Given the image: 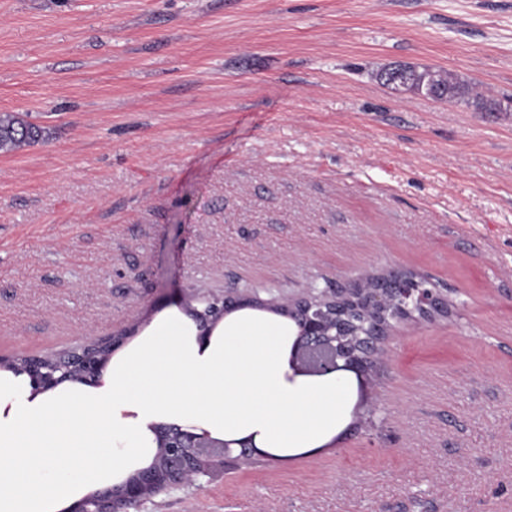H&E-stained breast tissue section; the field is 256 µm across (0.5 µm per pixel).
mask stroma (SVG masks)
Segmentation results:
<instances>
[{
	"mask_svg": "<svg viewBox=\"0 0 512 512\" xmlns=\"http://www.w3.org/2000/svg\"><path fill=\"white\" fill-rule=\"evenodd\" d=\"M5 112L46 136L0 152V358L119 334L113 367L196 296L390 269L456 305L314 446L127 512H512V0H0ZM383 85L391 87L395 91H410L414 93L425 94L431 86L436 91L441 92V96L435 99H447L448 102L459 101L465 95V88L451 72L437 70L433 74L426 71L425 68L413 73L409 83L403 86H389L385 82Z\"/></svg>",
	"mask_w": 512,
	"mask_h": 512,
	"instance_id": "1",
	"label": "stroma"
}]
</instances>
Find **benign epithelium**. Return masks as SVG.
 <instances>
[{
    "mask_svg": "<svg viewBox=\"0 0 512 512\" xmlns=\"http://www.w3.org/2000/svg\"><path fill=\"white\" fill-rule=\"evenodd\" d=\"M260 302L257 295L227 291L223 296L200 298L201 307L190 308L201 339L228 314ZM296 325L295 353H318L312 375L344 372L368 374L393 331L405 324L446 319L448 294L420 275L404 270L368 275L344 288L311 287L295 299L277 305ZM112 337L91 336L79 348L51 363L43 357L28 358L23 375L34 390H50L75 378L96 383L112 354ZM156 467L138 471L115 488L84 497L69 512H126L127 507L153 499L174 485L200 486L224 472V463L243 462L234 452L236 443L216 438L196 426L161 424L155 428Z\"/></svg>",
    "mask_w": 512,
    "mask_h": 512,
    "instance_id": "7a95c632",
    "label": "benign epithelium"
}]
</instances>
